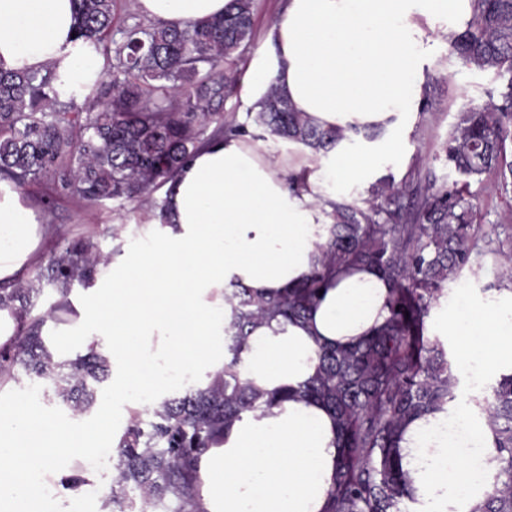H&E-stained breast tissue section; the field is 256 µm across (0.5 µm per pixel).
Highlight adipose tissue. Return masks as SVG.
Segmentation results:
<instances>
[{
    "label": "adipose tissue",
    "instance_id": "1",
    "mask_svg": "<svg viewBox=\"0 0 512 512\" xmlns=\"http://www.w3.org/2000/svg\"><path fill=\"white\" fill-rule=\"evenodd\" d=\"M231 0H135L145 18L179 26L226 13ZM471 0H286L272 21V52L254 59L246 96L257 104L277 87L294 111L345 138L328 163L306 165L307 191L291 192L280 157L249 137L212 140L178 171L164 211L145 210L143 237L101 262L94 280L64 300L67 322L47 321L58 364L94 354L112 386L95 416L61 420L0 374V512H59L54 488L80 476L70 503L87 500L95 475L84 459L114 449V403L155 410L184 373L200 387L224 368L232 285L274 296L308 274L328 235L330 201L380 178L400 153L402 130L423 98V65L441 39L461 31ZM73 0H0V66L37 71L57 59L95 71L100 61L73 45ZM55 236L28 196L0 179V285L27 283ZM386 280L369 270L331 281L300 321L251 328L245 379L291 397L242 413L198 461L202 512H325L336 474L338 430L323 406L300 396L317 351L347 348L389 316ZM436 334L489 374H512V290L473 297L455 288L433 312ZM413 498L408 512H473L500 465L484 420L466 410L413 419L399 441Z\"/></svg>",
    "mask_w": 512,
    "mask_h": 512
}]
</instances>
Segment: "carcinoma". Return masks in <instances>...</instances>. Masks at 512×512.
Wrapping results in <instances>:
<instances>
[{
  "label": "carcinoma",
  "mask_w": 512,
  "mask_h": 512,
  "mask_svg": "<svg viewBox=\"0 0 512 512\" xmlns=\"http://www.w3.org/2000/svg\"><path fill=\"white\" fill-rule=\"evenodd\" d=\"M74 3L75 41L102 58L101 69L0 68V178L16 185L45 178L89 204L142 202L207 143L208 125L226 139L247 134L243 125L224 123V101L239 87L233 66L252 40V0H234L223 16L181 27L137 18L118 26L121 0ZM472 5L465 29L449 39L450 54L464 66L495 71L500 84L491 103L464 109L448 130L440 160L456 179L398 187L388 174L369 200L328 202L329 237L300 286L269 298L246 290L225 296L231 320L221 382L163 400L146 420L132 417L116 448L112 504L127 512H199L197 456L240 414L278 400L242 377L248 328L303 318L324 284L359 267L391 283L389 317L353 347H321L317 372L300 391L338 424L327 512H400L412 497L398 440L409 420L446 410L458 388L456 361L443 340L427 334L426 320L448 284L478 275L488 262L501 274L485 290H512V225L474 224L470 194L471 182L489 177L512 192V0ZM249 117L273 138L316 154L344 138L309 123L273 85ZM103 258L89 240L65 242L37 283L0 288V305L17 303L28 314L47 287L65 295L87 285ZM64 312L57 302L22 325L15 347L0 350V373L15 378L21 369L42 379L47 402L81 413L95 405L109 365L94 355L67 367L52 361L41 327ZM484 413L500 471L475 512H512V374L493 380Z\"/></svg>",
  "instance_id": "obj_1"
}]
</instances>
